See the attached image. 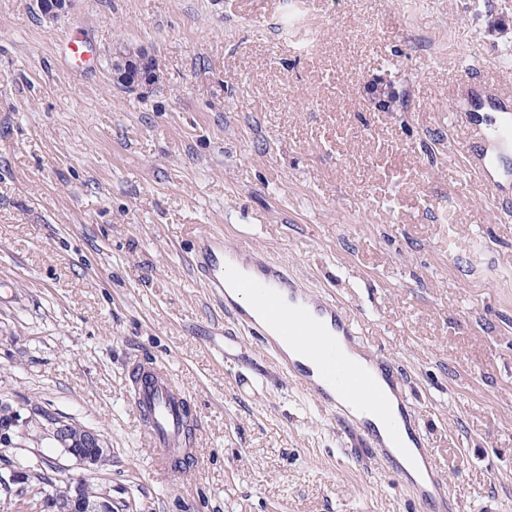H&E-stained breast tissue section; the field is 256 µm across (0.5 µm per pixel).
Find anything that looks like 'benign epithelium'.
Segmentation results:
<instances>
[{
    "mask_svg": "<svg viewBox=\"0 0 512 512\" xmlns=\"http://www.w3.org/2000/svg\"><path fill=\"white\" fill-rule=\"evenodd\" d=\"M151 59L149 55L136 56L124 48L117 47L112 52V74L114 78L144 93L151 89L150 80L141 75L129 79L135 70ZM33 425L37 434L35 440H48L59 449L62 456L86 470L101 466L108 456V448L100 434L87 427H79L73 422L57 418L41 421L29 408L15 407L0 400V445L14 446L15 429L25 430ZM28 470L18 467L0 476V491L6 501L19 506L21 512H112V496L102 491L91 499L84 494V480L78 479L54 493L45 494L29 487Z\"/></svg>",
    "mask_w": 512,
    "mask_h": 512,
    "instance_id": "obj_1",
    "label": "benign epithelium"
}]
</instances>
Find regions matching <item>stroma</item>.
Instances as JSON below:
<instances>
[{
	"label": "stroma",
	"mask_w": 512,
	"mask_h": 512,
	"mask_svg": "<svg viewBox=\"0 0 512 512\" xmlns=\"http://www.w3.org/2000/svg\"><path fill=\"white\" fill-rule=\"evenodd\" d=\"M74 0L56 21L0 0V398L96 430L95 471L58 459L112 512H422L375 453L233 324L193 266L223 232L359 321L408 378L460 512H512V208L471 172L461 73L512 93V0ZM91 36L97 65L59 46ZM147 50L163 78L120 88L109 58ZM387 75L406 108L364 84ZM166 365L197 422L186 471L155 466L130 366ZM64 49L63 56L67 66L71 71L84 72V66L87 63L85 58L87 40L81 36H68L62 42Z\"/></svg>",
	"instance_id": "35a3bbf8"
}]
</instances>
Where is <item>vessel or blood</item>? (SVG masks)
Here are the masks:
<instances>
[{"mask_svg": "<svg viewBox=\"0 0 512 512\" xmlns=\"http://www.w3.org/2000/svg\"><path fill=\"white\" fill-rule=\"evenodd\" d=\"M64 60L71 71H83L87 42L80 36H69L62 43ZM483 101L495 105L499 120L494 125L474 129L472 140L485 145L486 150L473 171L484 186L496 189L491 174L494 154L512 149V107L503 104L498 91H485ZM198 277L205 287L223 298L237 320L252 329L267 326L277 335L271 341L272 349H279L280 338L298 340L303 352L317 365L309 370L301 361L282 356L281 363L307 394L331 413H341L342 401L351 405L362 417L352 420L350 433L362 434L366 445L380 448L383 464L396 474L404 469L390 449L384 448L370 419L384 415L385 399L381 381H388L394 390H402L404 382L390 371L385 359H377L373 369L367 370L348 362L342 346L354 343L360 336L357 321L350 318L332 300L316 301L306 290L289 277L286 270L258 256L244 258L242 253L230 252L224 245V236L212 233L203 237L195 255ZM248 300L240 306L238 297ZM133 390L136 407L144 420V436L157 450V463L167 466L169 456L177 445H189L191 433L181 406L182 395L170 372L151 362L134 368ZM407 434H395V442L411 437L422 458L426 477L411 481L412 491L423 512H458V506L447 495L439 477L438 465L432 449L427 448L424 436L414 416H407Z\"/></svg>", "mask_w": 512, "mask_h": 512, "instance_id": "vessel-or-blood-1", "label": "vessel or blood"}]
</instances>
